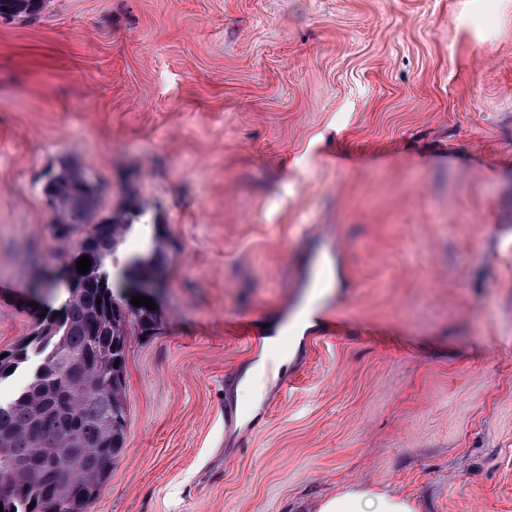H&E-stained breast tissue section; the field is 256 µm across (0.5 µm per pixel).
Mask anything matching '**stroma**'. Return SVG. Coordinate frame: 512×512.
<instances>
[{
    "label": "stroma",
    "instance_id": "1",
    "mask_svg": "<svg viewBox=\"0 0 512 512\" xmlns=\"http://www.w3.org/2000/svg\"><path fill=\"white\" fill-rule=\"evenodd\" d=\"M88 168L166 259L87 512H512V0H46L0 17V351ZM293 359L235 387L277 327ZM246 423H225L232 408ZM318 512H417L407 498L352 487L323 501Z\"/></svg>",
    "mask_w": 512,
    "mask_h": 512
}]
</instances>
